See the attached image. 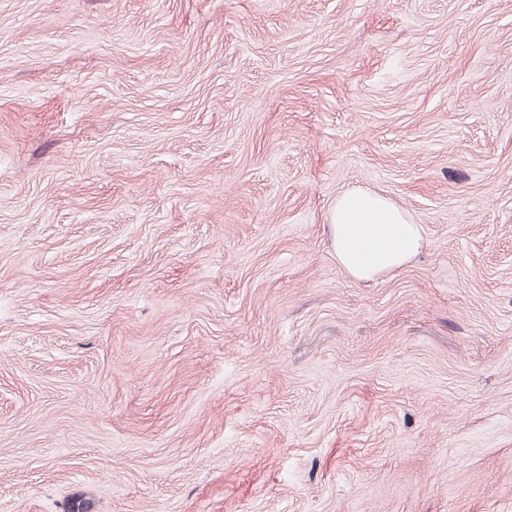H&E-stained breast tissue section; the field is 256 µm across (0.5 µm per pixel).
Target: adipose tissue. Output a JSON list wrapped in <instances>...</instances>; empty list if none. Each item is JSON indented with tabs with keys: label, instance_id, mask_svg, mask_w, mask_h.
<instances>
[{
	"label": "adipose tissue",
	"instance_id": "1",
	"mask_svg": "<svg viewBox=\"0 0 512 512\" xmlns=\"http://www.w3.org/2000/svg\"><path fill=\"white\" fill-rule=\"evenodd\" d=\"M336 260L357 280H370L403 267L422 248L420 225L382 194L348 192L329 214Z\"/></svg>",
	"mask_w": 512,
	"mask_h": 512
}]
</instances>
